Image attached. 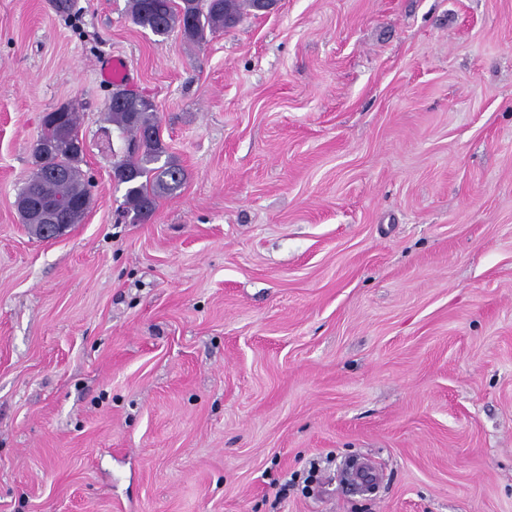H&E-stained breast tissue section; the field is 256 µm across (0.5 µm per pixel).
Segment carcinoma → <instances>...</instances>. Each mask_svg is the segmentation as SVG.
<instances>
[{"label": "carcinoma", "mask_w": 512, "mask_h": 512, "mask_svg": "<svg viewBox=\"0 0 512 512\" xmlns=\"http://www.w3.org/2000/svg\"><path fill=\"white\" fill-rule=\"evenodd\" d=\"M134 25L150 31L165 42L173 33L200 43L206 34L234 27L246 8L257 9L256 0H127ZM112 93L123 97L121 105H110L112 122L133 139L145 140L140 153L128 155L117 162L128 175L125 203L133 220L145 221L154 213L158 200L182 187L186 179L184 168L167 158L166 145L146 134L159 129L155 107L144 95H134L122 84L114 85ZM81 160L71 156L61 145L50 155L45 171L32 174L22 187L34 207L56 202L79 203L89 198L80 169Z\"/></svg>", "instance_id": "1"}]
</instances>
